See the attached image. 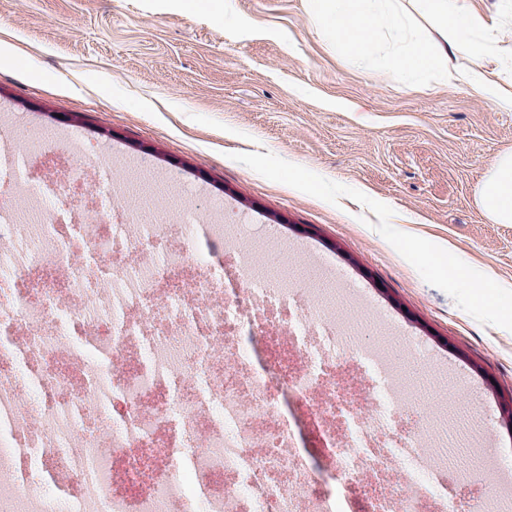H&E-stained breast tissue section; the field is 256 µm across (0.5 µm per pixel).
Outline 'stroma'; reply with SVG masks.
<instances>
[{
  "label": "stroma",
  "mask_w": 512,
  "mask_h": 512,
  "mask_svg": "<svg viewBox=\"0 0 512 512\" xmlns=\"http://www.w3.org/2000/svg\"><path fill=\"white\" fill-rule=\"evenodd\" d=\"M512 53V0H471ZM336 53L304 0H0V128L59 134L33 171L95 172L110 160L115 213L180 208L256 257L298 270L335 261L334 314L353 351H378L449 425L469 512H512V224H489L474 191L512 150V108L459 82L398 81L385 60ZM446 254H439L440 245ZM448 266L494 287L473 297ZM288 418L314 472L322 433Z\"/></svg>",
  "instance_id": "obj_1"
}]
</instances>
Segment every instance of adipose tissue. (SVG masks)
<instances>
[{"label":"adipose tissue","mask_w":512,"mask_h":512,"mask_svg":"<svg viewBox=\"0 0 512 512\" xmlns=\"http://www.w3.org/2000/svg\"><path fill=\"white\" fill-rule=\"evenodd\" d=\"M414 2L416 10L410 13L402 0H309L324 35L357 66H367L364 48L381 24L389 34L393 70L401 79L421 80L448 56L466 53L473 66L464 74V82L485 99L500 100L501 88L489 76L496 56L485 36L487 19L467 8L464 0ZM418 14L438 23V38L420 34L414 22ZM476 205L488 223L512 224V152L503 153L489 170L477 191Z\"/></svg>","instance_id":"ef3b65f1"}]
</instances>
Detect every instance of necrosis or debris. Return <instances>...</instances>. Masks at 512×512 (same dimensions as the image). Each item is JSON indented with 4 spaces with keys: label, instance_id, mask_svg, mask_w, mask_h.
I'll list each match as a JSON object with an SVG mask.
<instances>
[{
    "label": "necrosis or debris",
    "instance_id": "necrosis-or-debris-1",
    "mask_svg": "<svg viewBox=\"0 0 512 512\" xmlns=\"http://www.w3.org/2000/svg\"><path fill=\"white\" fill-rule=\"evenodd\" d=\"M31 164L0 150V190L39 204L30 219L0 209V512H334L288 433V396L326 433L332 480L372 512H459L426 447L447 422L406 421L423 401L378 353L347 364L324 290L301 298L240 248L198 249L192 211L175 249L163 216L116 219L109 166L85 201Z\"/></svg>",
    "mask_w": 512,
    "mask_h": 512
}]
</instances>
